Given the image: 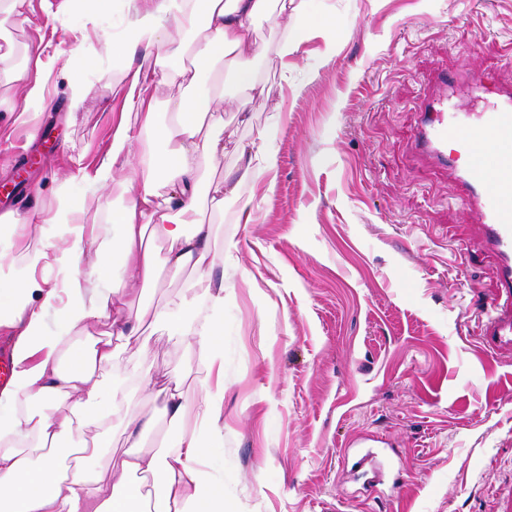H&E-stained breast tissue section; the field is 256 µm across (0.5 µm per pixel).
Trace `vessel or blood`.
Returning a JSON list of instances; mask_svg holds the SVG:
<instances>
[{
	"label": "vessel or blood",
	"instance_id": "vessel-or-blood-1",
	"mask_svg": "<svg viewBox=\"0 0 512 512\" xmlns=\"http://www.w3.org/2000/svg\"><path fill=\"white\" fill-rule=\"evenodd\" d=\"M431 84V92L420 104L412 151L453 176L458 201L477 217L479 250L494 258L497 279L484 343L494 354L511 351L512 84L496 86L495 104L473 120L454 111L451 99L457 84L447 72H435ZM466 153L470 161L461 162Z\"/></svg>",
	"mask_w": 512,
	"mask_h": 512
}]
</instances>
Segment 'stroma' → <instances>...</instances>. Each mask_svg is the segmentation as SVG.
<instances>
[{
  "label": "stroma",
  "mask_w": 512,
  "mask_h": 512,
  "mask_svg": "<svg viewBox=\"0 0 512 512\" xmlns=\"http://www.w3.org/2000/svg\"><path fill=\"white\" fill-rule=\"evenodd\" d=\"M296 19L259 22L250 59L271 92L243 94L228 63L224 154L203 161L205 183L239 166L237 145L270 131L275 182L241 185L199 217L214 228L211 261L180 275L161 270L144 294L155 307L183 298L190 327L217 318L224 347L223 440L206 461L224 484L227 512H502L512 495V352L482 345L481 298L496 287L493 261L476 255L478 222L447 171L414 161L419 101L435 69L512 83V0H307ZM26 0L28 24H1L0 182L26 178V196L0 199V248L19 257L30 239L60 242L57 189L89 203L87 225L111 229L122 204L93 175L106 157L124 100L123 75L141 57L105 46L125 29V0ZM333 30L325 39L324 30ZM299 41L281 58L279 45ZM61 50L41 112L23 109L13 71L34 68L23 46ZM81 76L83 102L71 109ZM224 284L212 312L207 287ZM145 355L118 350L110 369L135 389L112 414L109 445L87 468L106 469L126 446L127 421L153 414L142 448L164 455L186 437L210 373L194 338L146 329ZM151 378L148 390L138 387ZM180 380L183 422L162 411L161 389Z\"/></svg>",
  "instance_id": "35a3bbf8"
}]
</instances>
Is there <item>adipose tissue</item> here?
<instances>
[{
  "label": "adipose tissue",
  "mask_w": 512,
  "mask_h": 512,
  "mask_svg": "<svg viewBox=\"0 0 512 512\" xmlns=\"http://www.w3.org/2000/svg\"><path fill=\"white\" fill-rule=\"evenodd\" d=\"M130 22L121 38L127 49H143L140 64L127 70L124 112L112 133L106 160L93 180L102 189L128 196L112 214V231L90 239L81 219L82 207L61 199L59 221L66 224L64 247L41 240L26 247L21 260L0 253V288L11 299L8 320L17 329L13 370L0 389V512H224V489L199 465L209 442L220 436L224 387L204 383L205 405L199 431L159 458L144 453L140 437L154 425L143 414L126 424L128 446L110 460L105 473L87 474L83 465L62 467L70 453H96L106 447L100 430L123 402L125 393L100 370L115 356L113 340L125 348L139 344L143 323L159 319L149 307L135 316L123 307L129 281L151 283L159 265L175 274L201 267L211 252L212 227L195 218L196 198L203 179V159L224 154L221 132H202L201 119L218 111L224 98L170 99L173 120L161 122L153 90L163 84L159 67H167L187 85L211 73L215 62L227 59L238 67V81L263 95L266 87L253 82L247 64L257 49V21L270 10L299 16L302 0H127ZM201 30L192 61L183 57L182 34ZM237 182L213 190L216 209L235 197L242 223L252 221L253 200L238 194V185L270 175L275 162L265 143L241 146ZM165 244L158 255L156 244ZM96 263L81 277L87 251ZM54 261L62 274L68 301L61 311L60 335H49L33 301L50 302L55 289L30 277V270ZM129 280L112 281L114 266ZM102 329L100 337L89 334ZM70 401L64 421L51 410L59 399ZM157 478L154 494L143 491L142 478Z\"/></svg>",
  "instance_id": "ef3b65f1"
}]
</instances>
